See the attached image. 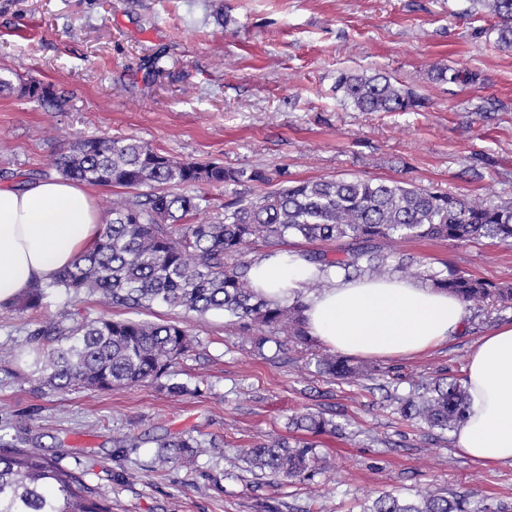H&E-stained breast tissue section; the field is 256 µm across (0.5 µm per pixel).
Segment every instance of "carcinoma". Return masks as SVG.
Masks as SVG:
<instances>
[{
    "instance_id": "carcinoma-1",
    "label": "carcinoma",
    "mask_w": 512,
    "mask_h": 512,
    "mask_svg": "<svg viewBox=\"0 0 512 512\" xmlns=\"http://www.w3.org/2000/svg\"><path fill=\"white\" fill-rule=\"evenodd\" d=\"M500 20L498 38L512 47V0H480ZM336 90L361 112H406L422 106L411 90L390 76L343 72ZM34 102H56L53 87L32 80L19 85ZM64 178L93 186H121L136 193L112 200L93 247L61 269L45 285L35 283L13 303L38 307L48 289L69 295L97 294L103 302L128 309L161 303L200 316L222 311L230 322L264 332L257 348L284 334L302 343L314 339L306 330V304L260 296L252 287L246 259L249 246L260 240L272 249L290 236L332 243L348 241L343 258L325 251L305 254L320 271L330 268L346 278L398 275L444 291L475 314L512 308V288L493 285L444 266H416L391 250L397 240L436 239L448 242L488 239L512 244V203L471 199L393 182L361 179L290 180L275 191L242 197L224 218L199 221L203 197L185 192L199 185L265 183L257 169H226L224 165L179 161L133 138L70 140L55 159ZM147 187L148 193L138 189ZM38 344L35 373L50 391H105L162 382L170 368L193 348L195 337L179 322L164 324L105 316L67 315L34 331ZM321 374L357 380L360 367L340 355L316 359ZM467 387L457 378L436 376L418 383L396 410L408 421L429 430L453 431L465 420L470 405ZM288 425L311 433L343 430V424L320 413L289 418ZM206 452L205 442L192 436L159 440L155 463L175 469ZM241 461L283 484L313 480L330 469L314 445L286 439L259 442L239 450ZM80 466L62 464L40 448L0 450V512H112V499L87 484ZM361 512H484L467 498L420 493L403 497L385 492L361 506Z\"/></svg>"
}]
</instances>
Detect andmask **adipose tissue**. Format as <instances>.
Instances as JSON below:
<instances>
[{"label":"adipose tissue","mask_w":512,"mask_h":512,"mask_svg":"<svg viewBox=\"0 0 512 512\" xmlns=\"http://www.w3.org/2000/svg\"><path fill=\"white\" fill-rule=\"evenodd\" d=\"M99 227L100 214L83 184L55 179L0 189V308L90 249ZM250 277L268 299L304 296L310 335L350 356H417L448 342L466 317L460 300L418 281L347 279L332 269L319 271L296 252L258 258ZM316 279L321 290L308 292ZM465 384L471 404L457 433L459 451L484 465L512 463V323L477 340Z\"/></svg>","instance_id":"obj_1"}]
</instances>
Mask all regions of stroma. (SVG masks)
Segmentation results:
<instances>
[{
    "instance_id": "stroma-1",
    "label": "stroma",
    "mask_w": 512,
    "mask_h": 512,
    "mask_svg": "<svg viewBox=\"0 0 512 512\" xmlns=\"http://www.w3.org/2000/svg\"><path fill=\"white\" fill-rule=\"evenodd\" d=\"M478 0H0V69L65 92L64 109L0 92V187L57 178L71 139L135 138L179 160L260 168L266 184L201 187V216L283 180L396 181L512 201V48ZM467 82L436 80L439 67ZM341 71L384 72L424 100L409 112H361L335 89ZM400 256L512 286V245L401 240ZM183 322L199 342L172 367L186 393L154 384L52 392L16 361L30 335L64 313ZM512 322V309L464 322L415 359L363 360L347 382L315 371V347H256L223 314L162 305L128 310L97 296L55 295L35 309L0 308V448L78 458L112 512H360L383 492L431 489L512 512V464L461 455L455 433L428 434L389 401L411 382L461 378L477 339ZM321 411L344 433L313 435L332 467L314 480L270 482L237 451L300 439L291 416ZM136 447L120 454L116 440ZM193 436L205 455L156 470V440Z\"/></svg>"
}]
</instances>
